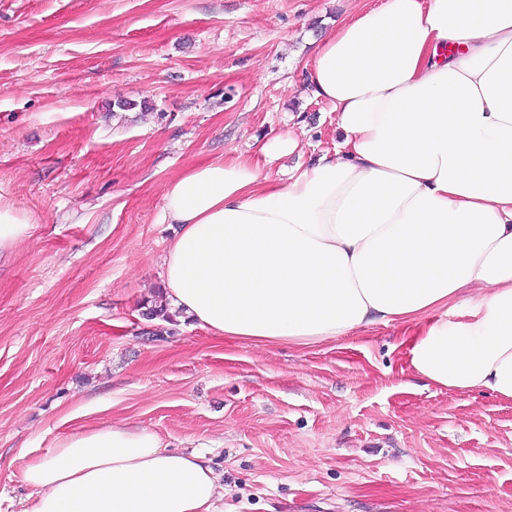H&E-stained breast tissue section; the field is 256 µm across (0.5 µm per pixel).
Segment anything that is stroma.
<instances>
[{"mask_svg":"<svg viewBox=\"0 0 512 512\" xmlns=\"http://www.w3.org/2000/svg\"><path fill=\"white\" fill-rule=\"evenodd\" d=\"M362 4L0 0V206L31 224L0 251V512L105 423L204 453L220 512H512V400L425 385L399 327L257 348L146 315L171 181L227 155L284 181L332 147L308 73ZM300 148L299 141L288 134V136H279L270 140L262 149L269 162L277 160L283 156H289Z\"/></svg>","mask_w":512,"mask_h":512,"instance_id":"35a3bbf8","label":"stroma"}]
</instances>
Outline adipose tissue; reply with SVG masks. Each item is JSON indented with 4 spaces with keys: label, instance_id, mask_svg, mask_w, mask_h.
<instances>
[{
    "label": "adipose tissue",
    "instance_id": "1",
    "mask_svg": "<svg viewBox=\"0 0 512 512\" xmlns=\"http://www.w3.org/2000/svg\"><path fill=\"white\" fill-rule=\"evenodd\" d=\"M337 138L281 183L243 156L174 180L165 301L257 347L401 327L426 384L512 399V0H382L318 47ZM28 512H215L204 456L124 425L30 463Z\"/></svg>",
    "mask_w": 512,
    "mask_h": 512
}]
</instances>
